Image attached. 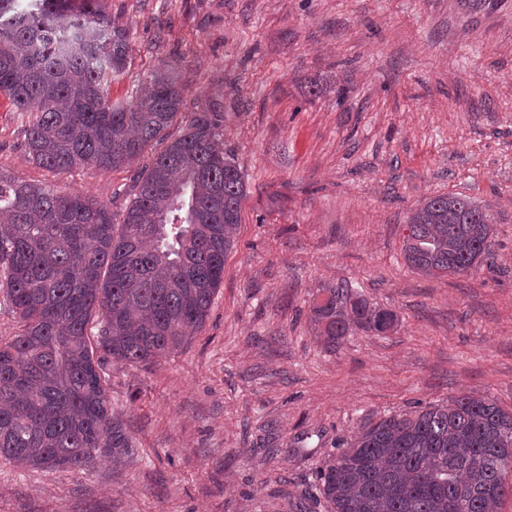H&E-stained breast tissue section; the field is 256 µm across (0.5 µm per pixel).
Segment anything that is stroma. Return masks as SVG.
<instances>
[{
	"label": "stroma",
	"mask_w": 512,
	"mask_h": 512,
	"mask_svg": "<svg viewBox=\"0 0 512 512\" xmlns=\"http://www.w3.org/2000/svg\"><path fill=\"white\" fill-rule=\"evenodd\" d=\"M130 30L126 100L161 60L187 106L215 102L245 174L203 328L147 363L105 361L133 452L85 471L0 460V512H303L362 427L471 394L512 412V0H106ZM0 97V173L122 214L142 168L58 174L24 153ZM494 216L479 268L403 257L424 199ZM345 283L396 313L327 348L311 302Z\"/></svg>",
	"instance_id": "stroma-1"
}]
</instances>
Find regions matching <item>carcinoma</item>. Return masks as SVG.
Instances as JSON below:
<instances>
[{"mask_svg": "<svg viewBox=\"0 0 512 512\" xmlns=\"http://www.w3.org/2000/svg\"><path fill=\"white\" fill-rule=\"evenodd\" d=\"M130 50L103 0H0V95L29 113L30 161L58 174L116 169L162 147L119 222L100 199L0 173V293L23 322L0 340V459L21 466L82 471L131 454L103 364L151 361L205 325L240 224L245 177L219 107L187 109L172 61L131 102L112 100ZM408 225L405 260L425 276L467 274L492 246L491 214L465 197L428 198ZM323 292L312 322L329 348L396 323L347 285ZM510 471L512 412L463 394L362 429L319 470L314 501L326 512H499Z\"/></svg>", "mask_w": 512, "mask_h": 512, "instance_id": "1", "label": "carcinoma"}]
</instances>
